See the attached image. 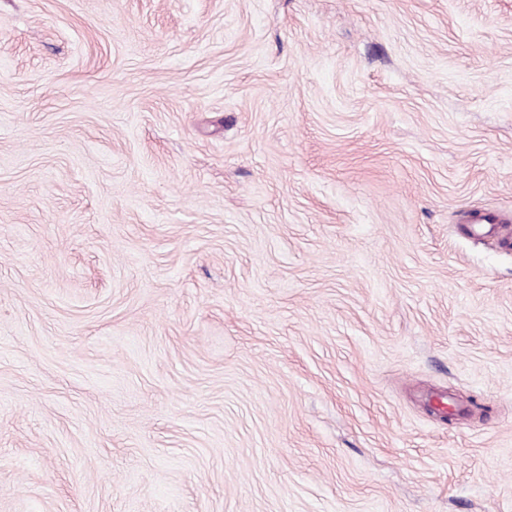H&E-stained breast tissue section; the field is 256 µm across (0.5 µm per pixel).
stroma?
I'll list each match as a JSON object with an SVG mask.
<instances>
[{
	"label": "stroma",
	"mask_w": 512,
	"mask_h": 512,
	"mask_svg": "<svg viewBox=\"0 0 512 512\" xmlns=\"http://www.w3.org/2000/svg\"><path fill=\"white\" fill-rule=\"evenodd\" d=\"M0 512H512V0H0Z\"/></svg>",
	"instance_id": "stroma-1"
}]
</instances>
